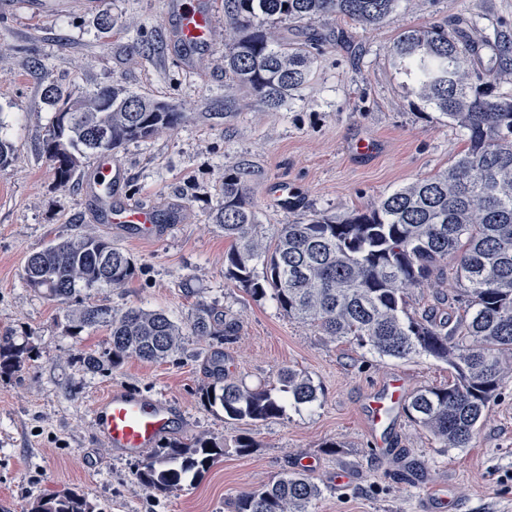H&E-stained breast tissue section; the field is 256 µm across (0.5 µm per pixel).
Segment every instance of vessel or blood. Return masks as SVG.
Instances as JSON below:
<instances>
[{
	"label": "vessel or blood",
	"instance_id": "obj_1",
	"mask_svg": "<svg viewBox=\"0 0 512 512\" xmlns=\"http://www.w3.org/2000/svg\"><path fill=\"white\" fill-rule=\"evenodd\" d=\"M180 46L179 60L187 68L203 70L210 60L216 36L213 12L207 0H194L179 6L172 14ZM348 151L363 162L377 158L382 146L377 141L360 138ZM125 177L112 162L109 152H102L90 175L82 184L85 201L97 222L107 224L123 237L158 241L168 237L179 220L177 212L164 205L138 203L122 191ZM403 395V383L395 379L377 388L368 405L370 442L374 456L383 457L392 450V436L386 427L390 410ZM176 411L167 401L150 397L122 386L111 388L92 409L96 436L106 448L128 454H140L156 447L172 431Z\"/></svg>",
	"mask_w": 512,
	"mask_h": 512
}]
</instances>
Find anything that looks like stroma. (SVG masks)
Wrapping results in <instances>:
<instances>
[{
	"mask_svg": "<svg viewBox=\"0 0 512 512\" xmlns=\"http://www.w3.org/2000/svg\"><path fill=\"white\" fill-rule=\"evenodd\" d=\"M29 2L0 0V139L13 147L0 168V336L38 350L20 371L0 376V497L7 512H27L49 490L77 491L106 512H234L240 495L296 472L306 457L316 459L308 477L322 489L312 512H425V497L439 488L449 490L460 512H512V362L470 447H441L401 412L389 426L397 454L376 458L366 427L375 387L396 375L410 394L444 386L451 379L447 365L426 355L378 357L288 317L272 296L251 297L225 280L230 243L210 219L224 199L225 166L243 159L253 166L256 232L266 240L279 225L364 207L449 167L465 146L464 132L407 100L389 68L388 48L403 29L459 17L486 36L512 33V0H402L370 28L324 18L315 31L340 30L345 39L326 45L313 85L280 111L253 105L229 122L224 101L238 92L224 78V45H214L205 70L177 63L165 26L169 0H99L91 11L36 9ZM112 86L165 101L184 116L178 126L114 154L134 199L182 210V223L158 242L129 240L95 223L81 194L94 156H83L73 180L63 183L44 152L54 113L49 88L75 101ZM359 137L382 140L383 154L354 163L346 146ZM283 177L297 192L290 209L266 191ZM79 234L108 238L138 267L124 287L83 290L86 304L157 310L183 326L196 303L216 307L235 324L221 346L228 379L275 389L279 370L288 367L313 380L318 400L287 402L282 416L256 424L225 420L200 400L214 346L189 333L165 361L132 356L112 372L87 373L77 356L108 351L107 328L68 336V305L24 279L31 254ZM409 303L412 312L456 322L461 308L452 269L412 289ZM115 385L169 401L180 411L172 438H210L223 456L196 484L166 494L140 486L134 479L140 457L110 451L93 436L91 409ZM239 437L252 441L251 451H236ZM332 443L338 453H328ZM338 467L353 473L341 489L327 481Z\"/></svg>",
	"mask_w": 512,
	"mask_h": 512,
	"instance_id": "stroma-1",
	"label": "stroma"
}]
</instances>
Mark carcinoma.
<instances>
[{"mask_svg": "<svg viewBox=\"0 0 512 512\" xmlns=\"http://www.w3.org/2000/svg\"><path fill=\"white\" fill-rule=\"evenodd\" d=\"M400 0H224V75L244 99L224 103V120L243 100L280 111L314 80L327 37L304 39L277 31V24L314 23L326 16L362 27L385 22ZM393 74L412 103L430 107L463 129L465 149L446 169L408 183L363 209L343 215L315 213L305 222L282 224L267 243L250 195L251 164L224 167V203L211 220L231 246L224 278L254 298L272 291L286 315L347 338L381 357L408 360L425 354L448 365L453 381L414 393L407 418L443 448H468L478 424L498 397L503 362L512 359V97L472 81V67L487 65L512 75V37L492 44L477 32L451 25L402 31L388 50ZM54 116L45 142L58 179L69 181L76 155L114 151L133 140L173 128L183 115L166 102L118 88L94 97L110 112H64L70 98L52 90ZM263 271L257 272V266ZM452 267L463 314L453 326L431 315L414 316L408 295ZM137 272L133 257L97 235L52 243L32 254L24 267L29 287L61 303L82 290L118 288ZM99 326L110 332L106 355L87 352L86 371L119 368L134 354L147 362L178 352L180 325L165 313L128 308L121 313L82 306L65 317V331L78 338ZM235 323L204 303L190 317L194 335L220 344ZM35 347L0 336V374L11 373ZM222 353L210 355L213 382L201 393L203 405L234 423H257L284 413V398L267 388H249L221 373ZM280 392L297 404L318 398L313 381L290 369L279 373ZM223 449L195 438L170 439L137 469L138 484L164 494L201 480ZM320 487L291 473L234 502L235 512H310ZM30 512H104L83 495L49 492Z\"/></svg>", "mask_w": 512, "mask_h": 512, "instance_id": "cac0c4a2", "label": "carcinoma"}]
</instances>
